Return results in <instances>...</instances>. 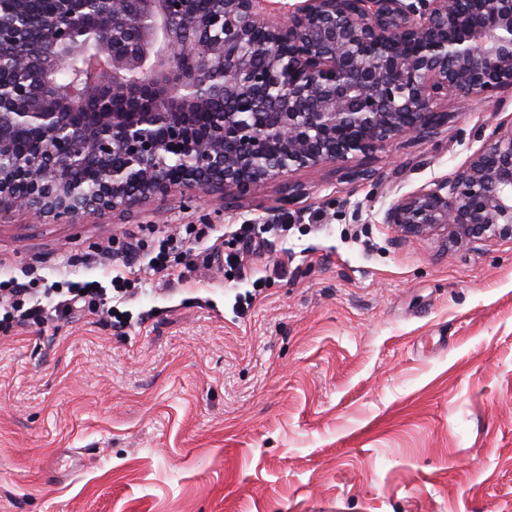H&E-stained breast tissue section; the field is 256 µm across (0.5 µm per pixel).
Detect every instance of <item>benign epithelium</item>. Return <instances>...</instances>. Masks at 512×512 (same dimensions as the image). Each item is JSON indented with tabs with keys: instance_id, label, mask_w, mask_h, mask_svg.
Segmentation results:
<instances>
[{
	"instance_id": "obj_1",
	"label": "benign epithelium",
	"mask_w": 512,
	"mask_h": 512,
	"mask_svg": "<svg viewBox=\"0 0 512 512\" xmlns=\"http://www.w3.org/2000/svg\"><path fill=\"white\" fill-rule=\"evenodd\" d=\"M0 0V154L19 133L43 147L0 168V213L74 222L175 189L218 191L224 204L267 181L323 164L356 163L389 142L425 140L448 122L438 105L512 88V0H487L462 25L469 0ZM96 35L92 75L60 87L48 62ZM224 111H211L212 96ZM97 111L84 112L89 102ZM195 165L179 178L170 158ZM84 170L92 191L73 177ZM402 235L445 230L459 240L512 238V125L468 165L393 204Z\"/></svg>"
}]
</instances>
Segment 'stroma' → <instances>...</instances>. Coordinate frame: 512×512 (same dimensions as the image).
I'll return each mask as SVG.
<instances>
[{
    "label": "stroma",
    "instance_id": "stroma-1",
    "mask_svg": "<svg viewBox=\"0 0 512 512\" xmlns=\"http://www.w3.org/2000/svg\"><path fill=\"white\" fill-rule=\"evenodd\" d=\"M444 110L355 181L324 165L230 208L172 192L74 223L0 214V280L48 309L53 282L120 273L101 247L182 224L250 256L146 275L120 331L88 304L0 332V512H512V240L384 222L512 124V89Z\"/></svg>",
    "mask_w": 512,
    "mask_h": 512
}]
</instances>
